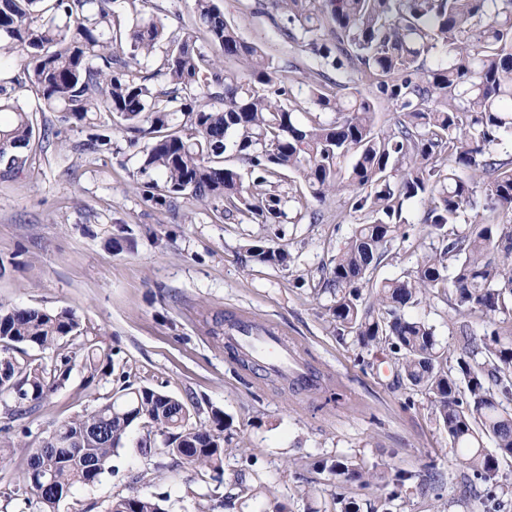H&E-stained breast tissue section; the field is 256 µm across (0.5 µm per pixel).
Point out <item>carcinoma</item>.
<instances>
[{"instance_id": "carcinoma-1", "label": "carcinoma", "mask_w": 512, "mask_h": 512, "mask_svg": "<svg viewBox=\"0 0 512 512\" xmlns=\"http://www.w3.org/2000/svg\"><path fill=\"white\" fill-rule=\"evenodd\" d=\"M0 0V47L16 56L23 77L0 85V165L22 172L24 149L36 133V112L88 130L84 146L110 149L95 132L108 113L141 156L138 173L148 198L161 207L181 199L204 205L218 222L282 224L291 202H323L336 191L363 216L331 260L320 288L339 338L394 354L398 377L428 396L436 420L457 450L459 469L485 483L499 459L512 458V157L496 152L512 137V0H255L254 12L273 19L290 46L281 67L244 40L216 0H194V27L171 29L144 15L138 0ZM220 49L217 58L207 47ZM439 54L431 67L426 59ZM236 61L238 69L224 67ZM364 85L341 92L332 73ZM32 98L35 108L21 103ZM396 107L393 126H377L375 101ZM232 152L248 167V182L224 167ZM296 178L282 190L287 174ZM484 196V219L461 230ZM424 207L426 234L438 245L412 273L376 281L374 271L405 238L407 202ZM245 260L286 266L288 251L257 238ZM439 290L454 310L482 323L459 326L455 365L440 352L433 327L404 315ZM86 335L67 310L0 304V396L12 418L25 405L63 388L75 357L59 353L49 367L20 362L19 346L56 349ZM86 382L112 374V354L82 347ZM171 393L123 381L108 401L61 421L47 437L23 443L28 462L21 512H57L76 484L112 470V458L136 427L138 444L156 458L154 472L179 464L224 468V422L213 426ZM495 443L496 452L483 439ZM335 480L340 512H389L406 483L436 491L428 471L386 464L366 468L344 457L324 459ZM356 483L375 501L345 495ZM167 496L135 491L112 498L105 512H167Z\"/></svg>"}]
</instances>
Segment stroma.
<instances>
[{
  "mask_svg": "<svg viewBox=\"0 0 512 512\" xmlns=\"http://www.w3.org/2000/svg\"><path fill=\"white\" fill-rule=\"evenodd\" d=\"M224 15L247 41L275 62L288 54L269 20L241 12L236 0H218ZM100 131L112 148L81 150L84 132L64 130L29 154L25 170L0 177V301L48 311L68 310L88 327L92 341L112 354V374L86 386L74 367L66 386L42 401L24 420L8 422L0 404V427L11 437L44 436L63 419L100 403L118 387V377L137 386L164 390L194 402L201 422L223 411L232 441L222 472L180 465L161 476L131 484L130 476L151 469L133 431L114 458L112 472L76 486L58 512H105L112 497L137 491L168 494V512H336L333 484L320 460L347 457L363 466L393 464L405 471L432 466L440 475L438 497L405 485L395 512H484L479 494L463 496L464 477L446 433L424 395L396 377L389 356L338 339L329 315L331 298L317 294L319 280L360 215L350 213L343 193L329 195L318 222L237 224L214 221L195 201L170 212L147 201L139 163L108 115ZM406 241L375 271V279L395 278L416 268L430 245L420 239L422 209L407 204ZM129 243L112 245L120 229ZM286 249L289 266L246 262L243 247L252 238ZM250 313L266 322L299 353L301 364L328 378L330 393L296 387L279 390L243 370L212 337L223 329L225 313ZM406 316L425 319L438 347L457 346L459 317L445 298L409 307ZM257 458L247 469L240 447ZM248 490L225 505L237 479Z\"/></svg>",
  "mask_w": 512,
  "mask_h": 512,
  "instance_id": "stroma-1",
  "label": "stroma"
}]
</instances>
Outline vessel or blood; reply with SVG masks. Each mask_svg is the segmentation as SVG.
<instances>
[{
    "mask_svg": "<svg viewBox=\"0 0 512 512\" xmlns=\"http://www.w3.org/2000/svg\"><path fill=\"white\" fill-rule=\"evenodd\" d=\"M236 335L239 343L249 349L266 369L291 375L299 386H306L308 373L297 369L285 339L273 328L245 316Z\"/></svg>",
    "mask_w": 512,
    "mask_h": 512,
    "instance_id": "1",
    "label": "vessel or blood"
}]
</instances>
